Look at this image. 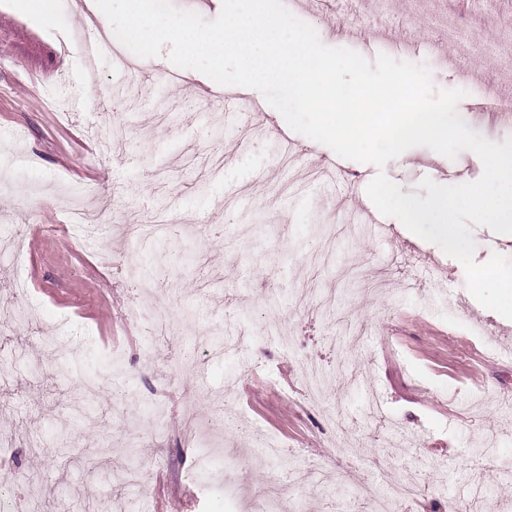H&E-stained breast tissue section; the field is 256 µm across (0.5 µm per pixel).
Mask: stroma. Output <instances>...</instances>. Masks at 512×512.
Returning <instances> with one entry per match:
<instances>
[{"label": "stroma", "instance_id": "obj_1", "mask_svg": "<svg viewBox=\"0 0 512 512\" xmlns=\"http://www.w3.org/2000/svg\"><path fill=\"white\" fill-rule=\"evenodd\" d=\"M284 4L325 45L425 64L437 88L464 90L457 112L472 130L512 137L495 112L496 98L512 99V67L467 50L512 34V0L462 16L452 0H388L377 23L375 0H344L362 18L354 39L336 15ZM94 7L56 0L36 25L0 0V306L19 278L33 305L27 322L0 321V428L14 436L0 462L39 471L31 492L44 512H255L268 471L290 463L302 478L284 512H364L360 487L387 474L415 489L403 512H512V411L501 407L512 395V358L501 354L512 320L481 306L462 264L398 219L383 217V234L368 237L353 215L370 206L366 187L381 170L292 131L259 92L123 46L134 71L108 55L88 61L82 23ZM440 17L460 33L441 54ZM235 94L258 106L264 133L225 125L223 99ZM108 126L122 129L123 151L103 150ZM284 139L297 161L285 162ZM313 160L335 181L309 180ZM382 171L411 194L426 177L476 181L483 165L468 150L450 159L416 147ZM73 185L100 225L95 246L72 238L63 197ZM160 221L184 226L181 249L112 230ZM132 264L154 266L151 287L128 274ZM137 306L165 313L178 335L130 322ZM216 333L249 341L178 373L197 338ZM51 335L61 345L44 346ZM453 339L466 353L450 350ZM305 358L324 375L318 404L295 369ZM90 377L103 388L81 413ZM191 403L242 423L188 440ZM131 436L151 469L139 492L66 462L103 446L120 467ZM270 447L280 458L262 456Z\"/></svg>", "mask_w": 512, "mask_h": 512}]
</instances>
